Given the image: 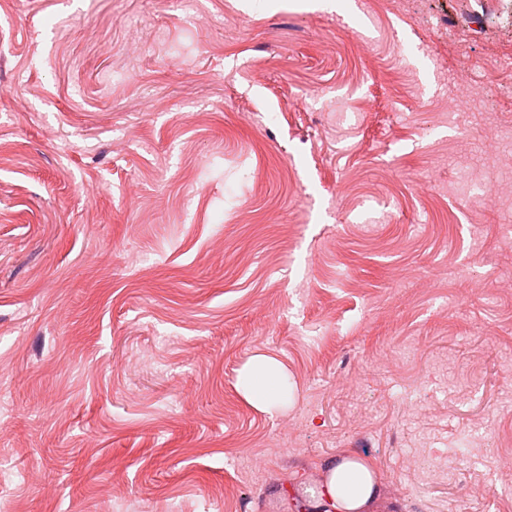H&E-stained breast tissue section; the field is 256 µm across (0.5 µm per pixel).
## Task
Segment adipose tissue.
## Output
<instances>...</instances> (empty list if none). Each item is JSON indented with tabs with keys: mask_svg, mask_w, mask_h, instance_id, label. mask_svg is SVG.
<instances>
[{
	"mask_svg": "<svg viewBox=\"0 0 512 512\" xmlns=\"http://www.w3.org/2000/svg\"><path fill=\"white\" fill-rule=\"evenodd\" d=\"M319 471V480L300 504L301 512H375L380 488L364 461L353 456L329 458Z\"/></svg>",
	"mask_w": 512,
	"mask_h": 512,
	"instance_id": "ef3b65f1",
	"label": "adipose tissue"
}]
</instances>
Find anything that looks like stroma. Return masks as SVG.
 Here are the masks:
<instances>
[{"mask_svg":"<svg viewBox=\"0 0 512 512\" xmlns=\"http://www.w3.org/2000/svg\"><path fill=\"white\" fill-rule=\"evenodd\" d=\"M196 3L0 0V512H512V0ZM471 94V81L465 63H460L456 72V97L448 103V112H458L465 109ZM246 376L252 382L251 387L242 385L248 400L257 407L273 406L269 400L274 388L273 378H281L277 364L268 359H260L250 366ZM320 479L307 489L299 512H375L380 488L374 470L364 461L345 456L319 466Z\"/></svg>","mask_w":512,"mask_h":512,"instance_id":"1","label":"stroma"}]
</instances>
